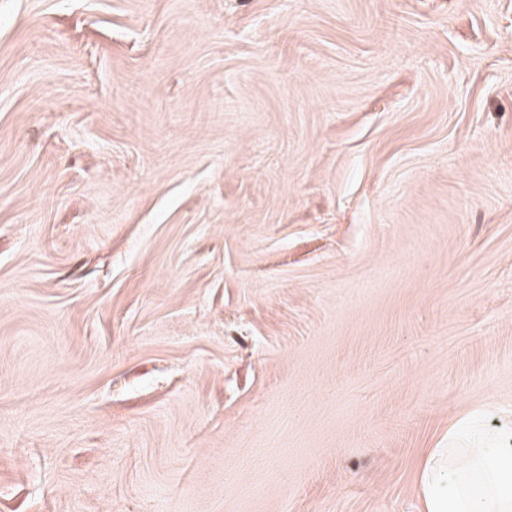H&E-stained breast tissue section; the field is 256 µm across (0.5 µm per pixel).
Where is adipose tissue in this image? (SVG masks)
Instances as JSON below:
<instances>
[{"label": "adipose tissue", "mask_w": 512, "mask_h": 512, "mask_svg": "<svg viewBox=\"0 0 512 512\" xmlns=\"http://www.w3.org/2000/svg\"><path fill=\"white\" fill-rule=\"evenodd\" d=\"M474 412L448 431V445L432 449L420 473L424 512H512V448L484 432Z\"/></svg>", "instance_id": "adipose-tissue-1"}]
</instances>
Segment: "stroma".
<instances>
[{
	"label": "stroma",
	"mask_w": 512,
	"mask_h": 512,
	"mask_svg": "<svg viewBox=\"0 0 512 512\" xmlns=\"http://www.w3.org/2000/svg\"><path fill=\"white\" fill-rule=\"evenodd\" d=\"M512 408V0H0V512H420Z\"/></svg>",
	"instance_id": "obj_1"
}]
</instances>
